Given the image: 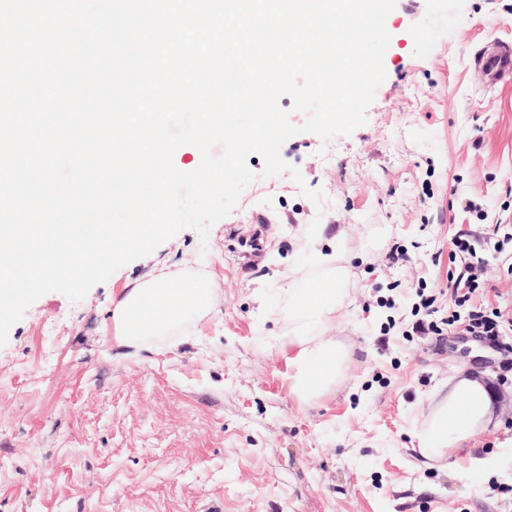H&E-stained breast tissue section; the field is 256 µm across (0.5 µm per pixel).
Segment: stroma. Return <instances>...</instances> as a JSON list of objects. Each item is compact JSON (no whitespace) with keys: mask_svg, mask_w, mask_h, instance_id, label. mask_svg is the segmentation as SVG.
Segmentation results:
<instances>
[{"mask_svg":"<svg viewBox=\"0 0 512 512\" xmlns=\"http://www.w3.org/2000/svg\"><path fill=\"white\" fill-rule=\"evenodd\" d=\"M385 81L350 135L299 129L288 171L254 181L207 236L185 228L78 301L38 298L0 347V512H512V335L492 348L448 315L467 238L485 260L474 305L512 316V83L482 91L469 59L512 39V0H397ZM302 179L294 181L291 172ZM322 192L320 202L302 187ZM500 243H493V231ZM407 263H392L393 249ZM352 259L357 287L331 329L355 352L347 378L308 402L277 352L285 275L315 252ZM203 273L214 310L139 353L119 346L112 300L160 267ZM471 365L504 409L468 457L430 460L414 437L435 389ZM471 454V455H472Z\"/></svg>","mask_w":512,"mask_h":512,"instance_id":"35a3bbf8","label":"stroma"}]
</instances>
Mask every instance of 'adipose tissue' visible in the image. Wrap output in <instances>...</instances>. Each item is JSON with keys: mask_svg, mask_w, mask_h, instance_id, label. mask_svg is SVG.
<instances>
[{"mask_svg": "<svg viewBox=\"0 0 512 512\" xmlns=\"http://www.w3.org/2000/svg\"><path fill=\"white\" fill-rule=\"evenodd\" d=\"M314 273L305 285L286 278L283 326L277 348L290 368L289 391L307 401L328 392L347 376L350 346L331 337L329 329L350 303L351 261L343 254H315ZM216 301L211 279L202 274L179 275L162 269L125 288L112 302L117 340L138 352L154 342L181 334L188 315L206 316ZM448 392L432 399L416 433L422 455L455 457L468 451L475 438L500 421V409L482 371L455 369Z\"/></svg>", "mask_w": 512, "mask_h": 512, "instance_id": "ef3b65f1", "label": "adipose tissue"}]
</instances>
